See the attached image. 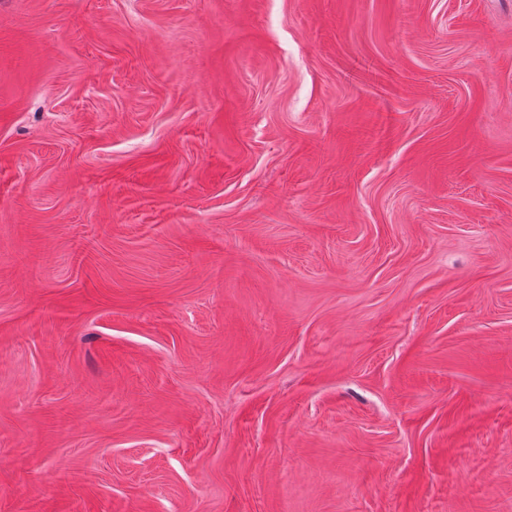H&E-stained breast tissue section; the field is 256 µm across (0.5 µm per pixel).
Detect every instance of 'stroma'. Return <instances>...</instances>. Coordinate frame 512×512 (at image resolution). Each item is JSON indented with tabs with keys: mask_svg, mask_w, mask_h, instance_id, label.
I'll return each mask as SVG.
<instances>
[{
	"mask_svg": "<svg viewBox=\"0 0 512 512\" xmlns=\"http://www.w3.org/2000/svg\"><path fill=\"white\" fill-rule=\"evenodd\" d=\"M0 512H512V0H0Z\"/></svg>",
	"mask_w": 512,
	"mask_h": 512,
	"instance_id": "1",
	"label": "stroma"
}]
</instances>
